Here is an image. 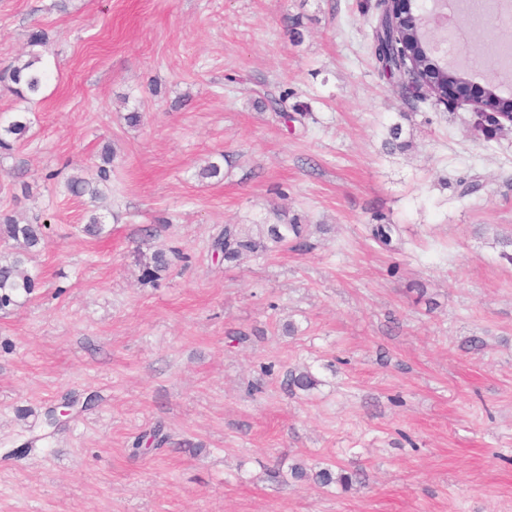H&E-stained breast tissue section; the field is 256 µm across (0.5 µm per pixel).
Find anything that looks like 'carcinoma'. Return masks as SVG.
Returning a JSON list of instances; mask_svg holds the SVG:
<instances>
[{
	"instance_id": "1",
	"label": "carcinoma",
	"mask_w": 512,
	"mask_h": 512,
	"mask_svg": "<svg viewBox=\"0 0 512 512\" xmlns=\"http://www.w3.org/2000/svg\"><path fill=\"white\" fill-rule=\"evenodd\" d=\"M376 23L372 29V55L378 70L393 80L400 81L405 94L414 93L410 82L401 80L406 67L404 50L401 44L411 42L395 24L391 15L383 9V0H377ZM51 43L50 33L41 27L30 30L27 49L6 67L0 68V84L10 89L22 102L31 103L41 98L49 79L43 63V51ZM32 124L30 111L23 107L15 112L7 125H0V151L9 152L13 145L24 139ZM472 130L474 135L491 140L504 132L499 126V117L492 112H476L473 115ZM114 154L104 149L102 164L96 166L91 176L72 175L65 180L67 192L74 197L86 195L97 198L98 186L110 178ZM275 223L257 225V233L241 224H226L224 230L214 239L212 247L215 253L222 254L224 260L233 262L242 256L258 255L271 249L288 247L292 244L302 245L307 225L297 216H288L283 210L272 211ZM45 225L33 220L21 221L9 212H0V237L16 243L14 251L0 263V309L28 299L39 287L38 275L28 268L32 252L37 250L44 239ZM393 225L387 223L371 224L369 231L372 239L388 247L392 242ZM171 265L170 257L163 251L152 254L151 261L144 266L143 279L154 283ZM288 385L307 392L318 385V379L308 370L291 371ZM291 476L298 480H311L321 486L339 484L344 488L353 483L355 474L334 465L321 467L314 472L307 471L302 465L291 468Z\"/></svg>"
}]
</instances>
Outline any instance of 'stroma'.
<instances>
[{"label": "stroma", "instance_id": "obj_1", "mask_svg": "<svg viewBox=\"0 0 512 512\" xmlns=\"http://www.w3.org/2000/svg\"><path fill=\"white\" fill-rule=\"evenodd\" d=\"M364 4L0 0V67L52 35L0 158V209L46 225L39 288L0 310V512H512V133L403 97ZM106 145L101 200L45 180ZM276 207L305 246L214 254ZM160 249L181 257L145 282ZM329 461L356 482L290 476ZM30 114L28 107H23L14 112L7 125H0L1 152H10L15 143L24 139L32 124Z\"/></svg>", "mask_w": 512, "mask_h": 512}]
</instances>
